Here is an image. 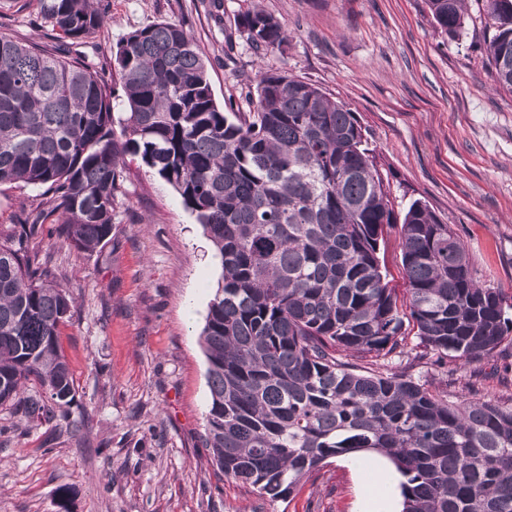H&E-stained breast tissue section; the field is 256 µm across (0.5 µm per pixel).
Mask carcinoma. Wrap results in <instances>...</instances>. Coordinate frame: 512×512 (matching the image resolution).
Returning <instances> with one entry per match:
<instances>
[{
	"mask_svg": "<svg viewBox=\"0 0 512 512\" xmlns=\"http://www.w3.org/2000/svg\"><path fill=\"white\" fill-rule=\"evenodd\" d=\"M103 0H39L54 45L0 37V185L46 187L53 204L0 244V406L48 419L75 394L58 345L72 298L27 247L44 224L80 250L112 235L127 161L170 184L221 263L201 332L217 474L271 502L341 456L378 453L403 477L402 512H512V406L452 402L413 378L408 337L471 364L512 341V305L419 200L400 228L406 293L379 260L396 223L364 130L346 105L278 68L250 112L219 107L186 25L124 36L112 58L126 116L93 67L63 54L106 21ZM454 39L468 0H427ZM495 86L512 92V0H486ZM282 50L283 25L253 9L237 27ZM38 382L47 395H23Z\"/></svg>",
	"mask_w": 512,
	"mask_h": 512,
	"instance_id": "cac0c4a2",
	"label": "carcinoma"
}]
</instances>
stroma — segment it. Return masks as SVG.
<instances>
[{
    "label": "stroma",
    "mask_w": 512,
    "mask_h": 512,
    "mask_svg": "<svg viewBox=\"0 0 512 512\" xmlns=\"http://www.w3.org/2000/svg\"><path fill=\"white\" fill-rule=\"evenodd\" d=\"M109 0V20L73 46L92 66L128 32L187 23L212 60L216 103L248 111L259 68H280L355 112L403 217L425 202L464 242L484 280L512 304V93L493 88L485 0H468L449 38L426 0ZM288 31L284 51L258 56L235 30L250 7ZM36 0H0V37L50 44ZM233 42H226V35ZM42 187L0 185V242L23 210L46 207ZM30 249L51 261L73 299L59 344L75 404L27 422L0 406V512H360L370 474L338 457L271 503L219 480L200 442L210 402L201 331L221 278L215 248L171 185L130 165L112 238L81 251L42 234ZM411 374L450 399L512 401V344L459 371L420 362Z\"/></svg>",
    "instance_id": "stroma-1"
}]
</instances>
